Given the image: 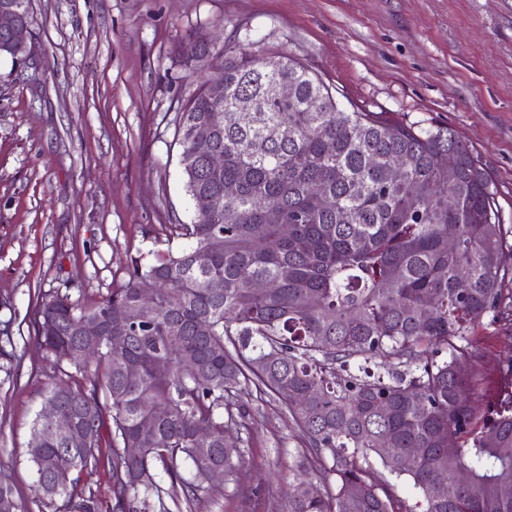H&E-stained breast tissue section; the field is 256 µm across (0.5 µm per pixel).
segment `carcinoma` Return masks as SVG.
Segmentation results:
<instances>
[{
  "label": "carcinoma",
  "mask_w": 512,
  "mask_h": 512,
  "mask_svg": "<svg viewBox=\"0 0 512 512\" xmlns=\"http://www.w3.org/2000/svg\"><path fill=\"white\" fill-rule=\"evenodd\" d=\"M177 54L188 78L206 68L224 74L222 128L207 123L215 101L205 82L176 117L195 219L171 234L189 246L135 263L94 305L57 291L41 296L35 339L52 367L84 364L81 320L110 310L112 335L99 337L91 388L46 390L58 422L87 429L88 445L71 449L68 475L53 468L68 449L63 440L27 448L35 493L64 498L67 512H95L92 497L70 488L103 447L112 455V512H149L161 492L159 465L170 478L167 495L181 492L188 503L212 488L215 469L240 485L245 474L224 453V433L239 430L234 397L252 384L301 433L295 483L314 487L305 498L289 489L280 512H512V496L502 493L512 484V456L501 453L512 448V391L485 415L475 396L484 350L473 337L488 313L494 323L512 318V290L504 291L512 244L472 150L446 127L343 109L289 56L228 46L215 54L195 33ZM276 78L293 85V97L275 96ZM241 99L255 108L246 122L236 112ZM272 126L288 136L268 137ZM197 141L224 154L221 175L192 158ZM396 155L407 164L395 176ZM215 196L224 198L218 212ZM148 277L157 283L154 306L127 323L123 313ZM113 335L124 337L118 350ZM294 395L308 404L291 405ZM148 404L158 412L145 426ZM200 426L213 434L205 455L193 445ZM402 483L414 502L400 495ZM17 509L13 488L0 485V512Z\"/></svg>",
  "instance_id": "cac0c4a2"
}]
</instances>
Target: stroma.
<instances>
[{
	"instance_id": "1",
	"label": "stroma",
	"mask_w": 512,
	"mask_h": 512,
	"mask_svg": "<svg viewBox=\"0 0 512 512\" xmlns=\"http://www.w3.org/2000/svg\"><path fill=\"white\" fill-rule=\"evenodd\" d=\"M26 60L0 58V483L19 512L39 502L27 449L48 384L92 375L50 369L35 340L38 295L89 305L133 261L185 246L171 227L194 212L183 188L175 118L195 90L174 53L188 34L214 47L291 56L350 101L393 121L444 126L492 179L512 243V0H31ZM479 394L496 404L512 331L481 318ZM240 452L246 491L220 483L196 510L171 499L152 512H276L299 432L255 388Z\"/></svg>"
}]
</instances>
